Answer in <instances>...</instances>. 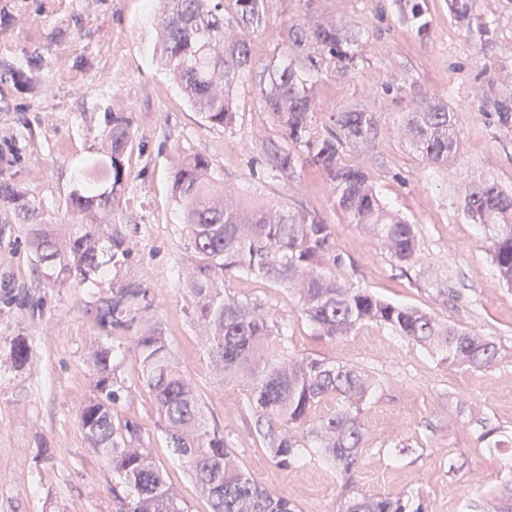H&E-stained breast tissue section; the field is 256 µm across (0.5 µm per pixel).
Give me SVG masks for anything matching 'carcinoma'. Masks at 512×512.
Returning <instances> with one entry per match:
<instances>
[{"label":"carcinoma","instance_id":"obj_1","mask_svg":"<svg viewBox=\"0 0 512 512\" xmlns=\"http://www.w3.org/2000/svg\"><path fill=\"white\" fill-rule=\"evenodd\" d=\"M262 7V0H162L156 16L163 32L161 60L184 99L205 122L229 132L238 118L233 89L256 78L259 101L281 131L279 139L262 143L272 176L293 180L302 162L319 167L333 182L336 205L348 223L375 240L402 270L427 263L415 225L382 202L368 172L341 163L347 150L375 142L377 113L350 109L332 115L322 131L316 124L310 71L355 67L358 37L332 22L293 26L286 33L290 57L257 72L250 42L232 39L228 31L259 25ZM449 12L481 46L493 42L494 29L480 13L478 0H450ZM402 20L420 38L429 37L431 22L419 0H406ZM41 69V57L31 55L23 68L1 61L0 77L32 91ZM493 113L499 127L512 132V95L495 98ZM132 124L126 112L105 113L103 149L88 161L69 195L66 224L43 220L26 191L0 181V200L12 204L39 269L56 285L84 284L129 257L112 213L130 180L126 157L133 144ZM401 125L410 145L430 164L446 165L460 154L454 113L441 100L416 101L401 114ZM214 180L210 160L195 152L184 154L171 173L172 196L199 263V277L190 289L192 316L210 329L207 358L213 367L246 388L247 410L263 447L279 467L310 457L336 473L341 482L336 512H428L427 497L419 491L369 494L356 484L367 437L362 414L378 380L351 364L288 351L284 332L262 317L258 301L232 295L217 281L228 274L285 286L321 336H349L375 324L444 363L476 373L509 354L475 330L440 323L419 308L351 287L339 275L344 258L335 231L318 213L275 204H229L217 197ZM464 209L489 242L499 282L512 286V192L480 178L466 190ZM139 297L136 289L118 292L102 317L136 305ZM134 349L161 429L186 459L212 512H297L288 498L272 493L233 462L224 433L208 427L195 387L177 369L161 329L143 330ZM31 355L27 337L8 342L15 369L25 368ZM115 357L109 346L93 350L95 394L78 420L90 448L118 476L117 512H185L144 448L139 428L114 419L112 408L122 389ZM478 441L489 449L512 447V435L499 428L483 431Z\"/></svg>","mask_w":512,"mask_h":512}]
</instances>
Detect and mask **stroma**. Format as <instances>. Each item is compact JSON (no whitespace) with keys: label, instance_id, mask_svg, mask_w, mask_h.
I'll return each mask as SVG.
<instances>
[{"label":"stroma","instance_id":"35a3bbf8","mask_svg":"<svg viewBox=\"0 0 512 512\" xmlns=\"http://www.w3.org/2000/svg\"><path fill=\"white\" fill-rule=\"evenodd\" d=\"M479 2L496 25V42L485 49L453 21L448 0H420L431 21L426 40L402 22L400 0H264L261 24L243 32L260 64L284 56V30L310 17L360 32L354 70L312 75L317 117L325 123L331 113L354 107L378 112L375 146L347 152L342 161L368 170L387 201L416 225L430 262L404 272L347 223L325 172L306 165L291 183L269 175L261 143L280 131L252 82L237 88L239 119L230 134L203 122L183 100L159 59L160 0H0L9 19L0 26V59L21 66L36 53L43 60L36 93L0 81L1 181L15 183L48 219L64 223L69 194L100 146L104 110L131 113L134 131L132 177L114 215L130 249L118 276L52 286L22 224L0 202V348L15 336L32 346L19 373L0 356V512H116L117 478L89 448L78 421L94 393L90 353L102 343L114 346L122 379L115 419L139 426L186 512H211L191 469L160 432L141 379L134 340L153 324L238 465L299 512H336L335 475L315 460L277 467L254 434L243 385L225 381L206 356L208 330L190 308L197 264L170 193V171L184 151L211 160L220 197L319 213L335 230L345 259L340 275L349 284L475 329L512 352V288L499 285L479 226L463 208L477 176L512 191V133L500 130L483 104L492 91L512 95V0ZM423 97L444 99L456 116L462 149L449 166L423 161L401 129L399 113ZM435 274L447 278V295H437ZM119 283L144 288L147 304L112 326L101 314ZM219 286L261 302L266 319L283 327L289 351L378 377L381 387L363 412L368 438L360 489L420 490L430 512H477L484 492L501 490L503 512H512V450H488L477 441L486 428L512 432V359L471 373L371 324L349 336L320 337L286 289L228 277ZM398 441L406 449L395 457L391 445Z\"/></svg>","mask_w":512,"mask_h":512}]
</instances>
